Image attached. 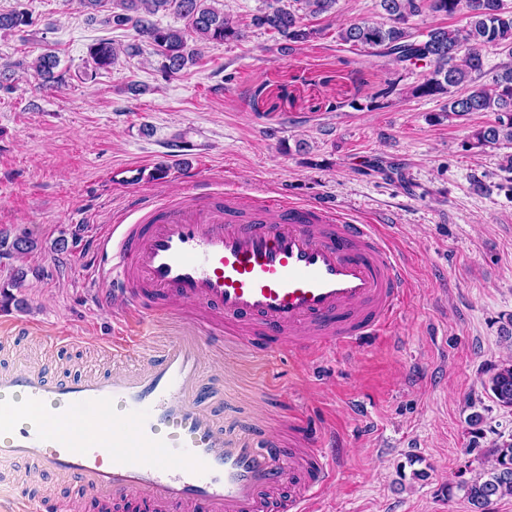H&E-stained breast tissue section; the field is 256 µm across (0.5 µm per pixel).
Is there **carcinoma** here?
Segmentation results:
<instances>
[{
	"label": "carcinoma",
	"instance_id": "obj_1",
	"mask_svg": "<svg viewBox=\"0 0 512 512\" xmlns=\"http://www.w3.org/2000/svg\"><path fill=\"white\" fill-rule=\"evenodd\" d=\"M84 7L105 11L102 23L116 29L130 28L153 47L158 69L164 77L183 71L195 61L192 43L221 46L240 37L237 22L213 5V0H82ZM305 15L275 0L268 10L253 18V25L276 32L285 41L281 51L309 42L316 31L303 24L304 16L318 17L335 10L337 0H302ZM385 20L363 18L336 32L342 46L359 47L387 57L404 69L428 68L416 85L417 97H446L444 112L465 119L475 112H495V122L472 134L469 147L493 151L512 145V9L504 0H379ZM453 16L462 14V27H436L418 36L409 26L411 18L425 11ZM170 11L183 20L182 28L160 27L152 17ZM30 24L24 13H0V30H15ZM501 51L507 61L500 63L487 82L485 55ZM117 52L109 41L89 46L88 62L94 70L110 69ZM58 57L52 53L32 62L17 61L6 67H31L44 83L61 81L55 75ZM36 243L27 233L11 236L0 231V258L27 255ZM484 388L500 407H512V357L494 368ZM495 460L466 484L469 503L480 512L495 498L512 495V438L496 445Z\"/></svg>",
	"mask_w": 512,
	"mask_h": 512
}]
</instances>
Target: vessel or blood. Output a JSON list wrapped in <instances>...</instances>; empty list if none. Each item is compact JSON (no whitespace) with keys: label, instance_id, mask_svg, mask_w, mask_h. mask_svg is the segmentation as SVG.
<instances>
[{"label":"vessel or blood","instance_id":"b4317fda","mask_svg":"<svg viewBox=\"0 0 512 512\" xmlns=\"http://www.w3.org/2000/svg\"><path fill=\"white\" fill-rule=\"evenodd\" d=\"M95 271L121 301L114 366L51 378L49 366L0 372V461L32 479L140 512H306L335 475L326 435L290 418L287 432L224 425L204 375L229 336L265 358L351 356L400 309L405 265L377 225L325 205L190 191L139 198L96 242ZM191 318L161 354L157 317ZM20 492L0 512H54Z\"/></svg>","mask_w":512,"mask_h":512}]
</instances>
